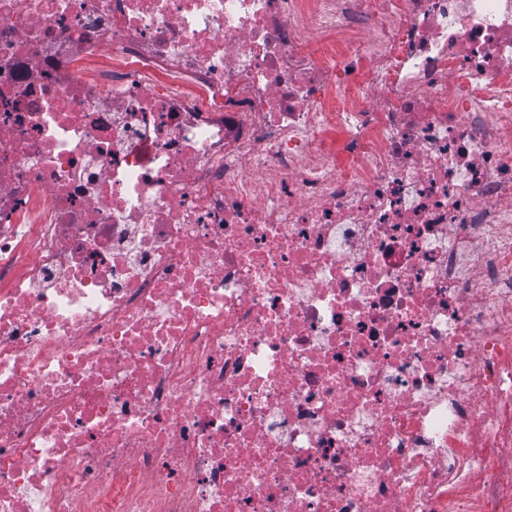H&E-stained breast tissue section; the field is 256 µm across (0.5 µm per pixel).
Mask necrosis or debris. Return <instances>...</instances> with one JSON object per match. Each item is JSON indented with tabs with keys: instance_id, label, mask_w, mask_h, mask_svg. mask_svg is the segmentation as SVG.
I'll return each mask as SVG.
<instances>
[{
	"instance_id": "1",
	"label": "necrosis or debris",
	"mask_w": 512,
	"mask_h": 512,
	"mask_svg": "<svg viewBox=\"0 0 512 512\" xmlns=\"http://www.w3.org/2000/svg\"><path fill=\"white\" fill-rule=\"evenodd\" d=\"M0 512H512V0H0Z\"/></svg>"
}]
</instances>
